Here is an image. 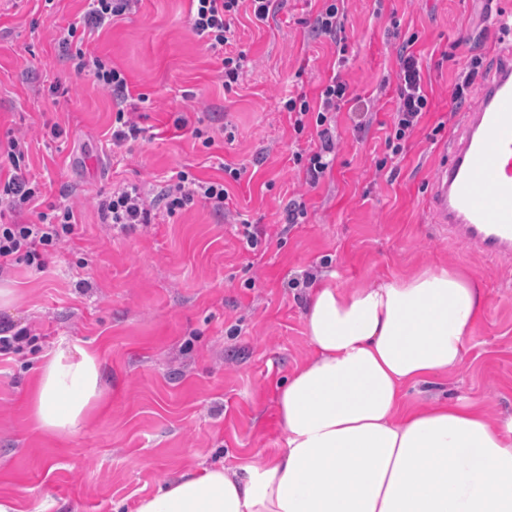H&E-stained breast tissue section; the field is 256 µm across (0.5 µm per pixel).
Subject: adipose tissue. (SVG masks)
<instances>
[{"label": "adipose tissue", "mask_w": 512, "mask_h": 512, "mask_svg": "<svg viewBox=\"0 0 512 512\" xmlns=\"http://www.w3.org/2000/svg\"><path fill=\"white\" fill-rule=\"evenodd\" d=\"M485 305L478 281L446 266L367 288L319 284L304 315L313 356L278 388L283 447L185 471L135 512H512V418L467 396L406 400L467 357ZM105 394L97 356L62 341L37 369L31 417L67 436Z\"/></svg>", "instance_id": "1"}]
</instances>
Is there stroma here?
<instances>
[{
  "mask_svg": "<svg viewBox=\"0 0 512 512\" xmlns=\"http://www.w3.org/2000/svg\"><path fill=\"white\" fill-rule=\"evenodd\" d=\"M502 2L344 0L340 68L334 42L312 30L322 0H275L267 21L248 11L235 20L247 68L228 91L219 60L189 29L190 0H140L82 42L126 75L131 95L146 97L137 106L145 140L113 154L112 100L74 71L57 42L84 0H0V140L26 138L24 165L40 188L36 211L16 220L61 203L76 218L44 271L21 262L0 272L18 290L0 322L32 337L22 353L0 359V494L24 489V512L130 510L178 473L232 468L280 447L278 387L312 354L308 291L286 282L307 270L364 288L426 266H462L487 297L477 346L454 372L409 388L407 399L429 406L467 394L491 419L512 416V258L468 250L429 214L440 149L459 120L457 70L474 54L492 65L500 36L490 16ZM413 33L431 108L390 160L398 54ZM336 74L374 97L372 122L358 134L348 112L338 114L336 159L312 187L294 156L315 148L316 131L295 134L280 101L315 99ZM179 117L187 128H175ZM227 125L234 140L222 134ZM197 126L213 146L193 136ZM228 164L242 175L228 182L223 210L198 201L123 232L100 221L95 200L113 184L154 192L180 170L223 179ZM292 200L306 207L303 223L285 221ZM248 231L257 248L247 246ZM62 340L97 355L108 396L74 434L57 438L36 428L28 395L34 357Z\"/></svg>",
  "mask_w": 512,
  "mask_h": 512,
  "instance_id": "35a3bbf8",
  "label": "stroma"
}]
</instances>
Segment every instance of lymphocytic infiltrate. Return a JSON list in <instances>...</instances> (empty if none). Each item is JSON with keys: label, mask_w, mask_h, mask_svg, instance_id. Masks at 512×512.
I'll list each match as a JSON object with an SVG mask.
<instances>
[{"label": "lymphocytic infiltrate", "mask_w": 512, "mask_h": 512, "mask_svg": "<svg viewBox=\"0 0 512 512\" xmlns=\"http://www.w3.org/2000/svg\"><path fill=\"white\" fill-rule=\"evenodd\" d=\"M245 1L249 2L257 20L268 17L272 0H191L190 29L220 60V76L228 90L239 84L246 66L245 52L232 48L235 40L232 22ZM138 2L87 0L84 14L78 21L70 23L59 38L75 71L90 74L96 85L112 97L117 110L111 145L116 149L129 148L143 140L145 133L132 112L125 109L130 98L127 79L119 69L107 66L83 49L74 48L73 42L79 28L106 26L113 18L135 10ZM399 66L397 104L385 140L387 151L394 157L403 154L413 130L431 106L419 59L408 47H401L399 51ZM373 106L372 98L353 94L348 84L337 76L321 89L317 103H310L304 95L291 96L284 101L283 108L289 114L295 134H302L312 126L320 140L317 150L294 158L295 164L303 168L309 185H317L333 166L338 112H348L354 130L361 131L371 121ZM26 148L24 139L12 137L5 149L0 150V159L7 160L11 166L7 178L0 180V270L18 261L37 270L44 269L51 251L65 243L74 231V212L67 204L55 206L48 213H39L36 222H16V214L38 194L36 184L27 178L19 165ZM228 197L225 183L204 181L181 170L170 177L157 195H150L141 185L128 183L113 188L99 199L97 208L102 223L125 230L136 224L151 223L158 209L172 216L198 199L220 208Z\"/></svg>", "instance_id": "lymphocytic-infiltrate-1"}]
</instances>
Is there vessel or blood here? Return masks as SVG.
I'll list each match as a JSON object with an SVG mask.
<instances>
[{"label":"vessel or blood","mask_w":512,"mask_h":512,"mask_svg":"<svg viewBox=\"0 0 512 512\" xmlns=\"http://www.w3.org/2000/svg\"><path fill=\"white\" fill-rule=\"evenodd\" d=\"M477 96L445 146L431 214L463 246L504 258L512 255V40L502 42Z\"/></svg>","instance_id":"obj_1"}]
</instances>
